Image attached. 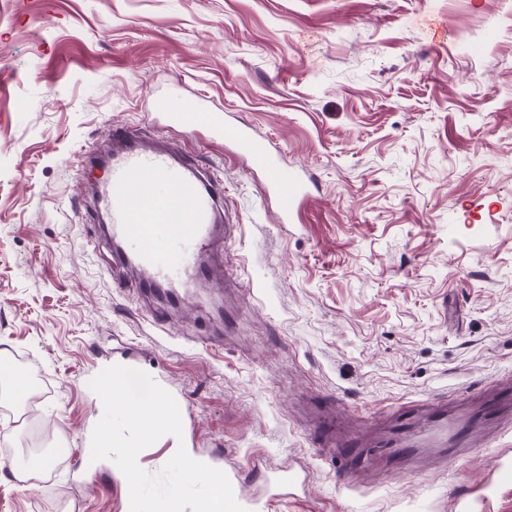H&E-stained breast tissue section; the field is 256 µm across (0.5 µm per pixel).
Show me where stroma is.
Masks as SVG:
<instances>
[{
    "label": "stroma",
    "instance_id": "obj_1",
    "mask_svg": "<svg viewBox=\"0 0 512 512\" xmlns=\"http://www.w3.org/2000/svg\"><path fill=\"white\" fill-rule=\"evenodd\" d=\"M0 66V360L39 385L22 409L0 386V460L64 450L26 487L0 463V512H118L119 468L78 480L70 453L125 351L245 495L306 471L268 512H512V0H0ZM159 98L212 123H167ZM227 120L305 171L295 223ZM115 124L221 172L241 230L209 261L236 282L176 279L172 305L114 265L74 163ZM434 403L472 424L457 453L342 475L315 444L322 422L372 442L408 406L419 438Z\"/></svg>",
    "mask_w": 512,
    "mask_h": 512
}]
</instances>
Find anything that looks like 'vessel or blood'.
Here are the masks:
<instances>
[{
    "instance_id": "obj_1",
    "label": "vessel or blood",
    "mask_w": 512,
    "mask_h": 512,
    "mask_svg": "<svg viewBox=\"0 0 512 512\" xmlns=\"http://www.w3.org/2000/svg\"><path fill=\"white\" fill-rule=\"evenodd\" d=\"M155 108L159 116L187 129L195 128L202 117L198 111H176L163 98L156 101ZM222 133L229 151L264 172L281 223H293L308 191L301 172L287 167L279 151L249 126L228 124ZM109 139L112 150L108 156L85 152L82 167L95 174L92 189L98 218L107 224L113 240L130 248L129 253L117 256V263L138 267L143 287L167 285L173 270L155 249V231L159 225L176 224L180 230L172 242L183 271L202 280L210 278L211 268L197 264V256L223 249L238 230L237 225L224 223L217 209L224 196L223 182L167 147L150 145L140 132L115 126Z\"/></svg>"
}]
</instances>
